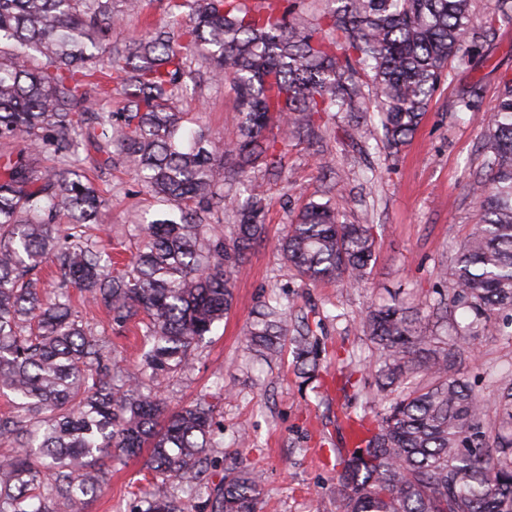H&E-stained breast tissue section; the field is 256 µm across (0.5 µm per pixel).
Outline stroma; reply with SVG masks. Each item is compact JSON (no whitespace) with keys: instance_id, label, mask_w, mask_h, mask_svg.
Listing matches in <instances>:
<instances>
[{"instance_id":"35a3bbf8","label":"stroma","mask_w":512,"mask_h":512,"mask_svg":"<svg viewBox=\"0 0 512 512\" xmlns=\"http://www.w3.org/2000/svg\"><path fill=\"white\" fill-rule=\"evenodd\" d=\"M479 53L482 60L475 67L451 68L418 131L398 154L384 150L376 129L365 141L352 140L341 115L319 148L327 168L319 167L317 148L289 140L283 176L264 181L267 234L235 282L230 313L196 351L193 367L162 387L170 408L201 397L215 407L224 443L207 452L208 485L223 483L227 467L243 459L265 473L260 512H314L319 505L339 512L333 492L341 447L336 416L356 410L355 394L376 393L369 367L378 353L361 318L372 301L396 296L415 304L442 288V268L451 264L478 219L469 185L487 170L486 114L504 78L512 77V23L498 25ZM472 83L483 88L481 109L460 110L457 96ZM180 108L188 112L192 128L221 140L236 134L238 109L229 86L201 82L197 95L182 99ZM87 170L110 200L107 221L97 230L103 243L125 235L143 212L168 213V206L142 192L123 166L91 162ZM327 187L341 221L372 226L376 250L362 287L306 283L285 266L278 250L284 225ZM274 295L290 304L293 315L308 316L321 348L317 378L301 373L291 346L271 359L248 353L245 334L254 312ZM503 331L502 322L489 323L472 351L454 357L455 371L489 401L512 383V345ZM349 354L355 365L346 362ZM243 430L251 437L246 448L238 443ZM145 468L142 456L113 466L109 491L85 501L80 512H139L149 490Z\"/></svg>"}]
</instances>
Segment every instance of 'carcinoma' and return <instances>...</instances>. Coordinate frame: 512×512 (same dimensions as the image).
Wrapping results in <instances>:
<instances>
[{"mask_svg":"<svg viewBox=\"0 0 512 512\" xmlns=\"http://www.w3.org/2000/svg\"><path fill=\"white\" fill-rule=\"evenodd\" d=\"M0 0V512H78L110 482L103 461L150 449L142 512H182L175 481L203 512H257L262 472L234 463L206 489V451L221 430L204 400L167 408L153 381L191 365V355L233 306L235 281L266 234V198L255 172L284 169L288 138L320 143L339 112L376 103L386 148L418 129L448 66H470L478 43L512 0H495L477 23L473 0H333L315 24L283 0H171L173 29H153L111 48L105 33L141 0ZM206 68L239 102L234 138L186 134L179 100ZM372 73L369 90L360 71ZM482 88L459 92L477 112ZM121 112L110 109L112 100ZM50 155L46 171L12 150ZM124 165L142 190L179 217L136 225L123 269L85 235L107 201L84 179L82 150ZM487 174L474 180L478 222L457 253L449 284L423 303L432 314L463 308L454 334L430 331L404 302L374 304L363 327L379 352L376 391L388 406L338 458L341 512H512V384L494 402L498 427L468 380L449 373L477 328L512 316V77L489 113ZM235 221L215 232L224 210ZM279 249L310 284L360 286L375 240L367 224L340 220L331 199L309 202L286 225ZM123 328L139 325L145 349L130 363L78 315L69 288ZM294 345L312 378L319 343L301 320L288 326L278 299L250 323L248 349L276 356Z\"/></svg>","mask_w":512,"mask_h":512,"instance_id":"obj_1","label":"carcinoma"}]
</instances>
